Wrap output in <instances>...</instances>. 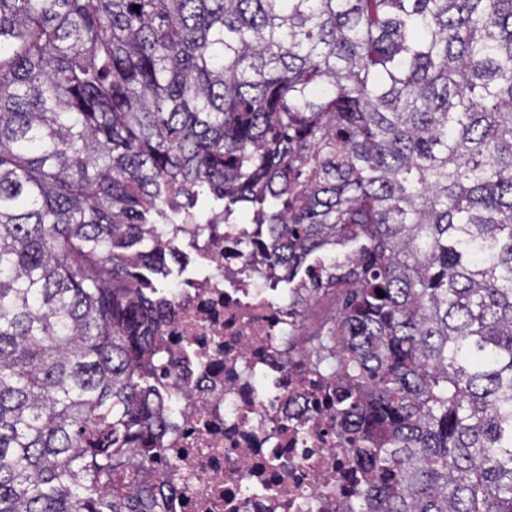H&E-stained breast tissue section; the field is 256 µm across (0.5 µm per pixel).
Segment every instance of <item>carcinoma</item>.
Wrapping results in <instances>:
<instances>
[{
    "mask_svg": "<svg viewBox=\"0 0 512 512\" xmlns=\"http://www.w3.org/2000/svg\"><path fill=\"white\" fill-rule=\"evenodd\" d=\"M241 205L351 246L348 512H512V0H0V512H163L148 228Z\"/></svg>",
    "mask_w": 512,
    "mask_h": 512,
    "instance_id": "carcinoma-1",
    "label": "carcinoma"
}]
</instances>
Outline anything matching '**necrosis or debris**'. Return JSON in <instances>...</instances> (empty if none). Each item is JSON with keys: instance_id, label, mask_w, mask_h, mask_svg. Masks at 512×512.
Wrapping results in <instances>:
<instances>
[{"instance_id": "4bbe7bcc", "label": "necrosis or debris", "mask_w": 512, "mask_h": 512, "mask_svg": "<svg viewBox=\"0 0 512 512\" xmlns=\"http://www.w3.org/2000/svg\"><path fill=\"white\" fill-rule=\"evenodd\" d=\"M253 225H167L177 253L161 277L169 393L163 458L168 512H347L351 444L336 430V379L315 371L317 259L296 275Z\"/></svg>"}]
</instances>
